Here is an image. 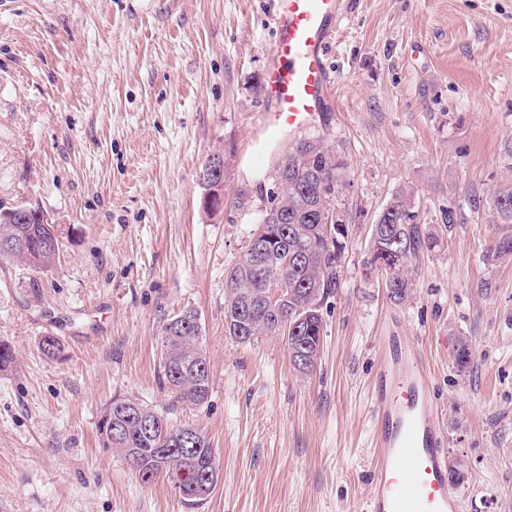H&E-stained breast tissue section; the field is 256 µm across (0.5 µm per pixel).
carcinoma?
I'll return each instance as SVG.
<instances>
[{"mask_svg":"<svg viewBox=\"0 0 512 512\" xmlns=\"http://www.w3.org/2000/svg\"><path fill=\"white\" fill-rule=\"evenodd\" d=\"M345 160L329 149L320 136L305 137L290 147L277 163L276 178L281 197L261 215L260 220L270 227L271 240L259 260L249 258L251 244H246L241 256L225 271L224 324L225 332L238 343H250L260 336L277 337L285 341L292 365L303 375L311 374L317 360L301 366L300 356L320 350L324 320L312 315L301 331L291 324L297 312L311 310L318 304L322 312L325 300L337 290L342 273L341 255L347 247L349 228L328 231L325 214L340 212L338 200L346 187ZM415 191L400 189L382 208L375 220L378 230L371 231V258L366 274L383 276L387 298L402 304L412 296L414 283L410 265L420 254L431 251L437 241L418 222L414 206ZM489 207L499 223L512 226V188L493 195ZM16 206L0 204V235L16 233L24 240L16 253H0L1 259H18L37 271L55 264L59 255L44 249L46 228L44 211L32 207L25 220L15 213ZM487 260L512 256V232L494 237L486 251ZM273 286L285 288L282 308L288 311V324L283 328L269 313L260 312L250 322V328L238 333L230 327L229 314L251 299L250 290L259 293ZM196 325L178 330L175 320L163 329L160 346L159 384L166 388L174 401L188 407H200L209 398L211 383L209 363L204 350L190 347L195 339ZM473 349L467 337L458 338L455 364L463 369L473 360ZM157 424L156 430L146 433L137 423L129 421L124 435L117 440L97 428L104 444L113 448H132L136 454L134 470L146 483L162 478L178 492L198 481L207 469L217 467L214 450L206 435L187 424L171 423L169 412L146 407ZM193 448L194 457L186 462L163 452L172 448Z\"/></svg>","mask_w":512,"mask_h":512,"instance_id":"carcinoma-1","label":"carcinoma"}]
</instances>
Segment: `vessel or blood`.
I'll use <instances>...</instances> for the list:
<instances>
[{
    "label": "vessel or blood",
    "mask_w": 512,
    "mask_h": 512,
    "mask_svg": "<svg viewBox=\"0 0 512 512\" xmlns=\"http://www.w3.org/2000/svg\"><path fill=\"white\" fill-rule=\"evenodd\" d=\"M346 0H275L264 107L252 142L313 128L335 81L325 51ZM370 396L371 494L365 512H461L448 481L446 439L437 422L429 365L414 343L385 336Z\"/></svg>",
    "instance_id": "obj_1"
}]
</instances>
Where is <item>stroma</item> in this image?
Listing matches in <instances>:
<instances>
[{
  "label": "stroma",
  "instance_id": "1",
  "mask_svg": "<svg viewBox=\"0 0 512 512\" xmlns=\"http://www.w3.org/2000/svg\"><path fill=\"white\" fill-rule=\"evenodd\" d=\"M272 0H0V202L36 203L63 232L36 272L0 260V512H186L143 483L96 424L114 396L166 409L164 325L195 309L206 404L178 409L209 439L219 482L199 512H361L378 339L430 365L462 512H512V257L490 208L512 187V0H349L329 52L335 98L314 132L348 163L340 286L323 306L311 375L281 339L224 333V270L280 196L273 158L251 166ZM224 156V207L198 174ZM412 186L437 238L393 304L365 276L370 227ZM457 221L447 224L448 210ZM56 336L51 359L41 338ZM475 358L454 362L457 337Z\"/></svg>",
  "mask_w": 512,
  "mask_h": 512
}]
</instances>
